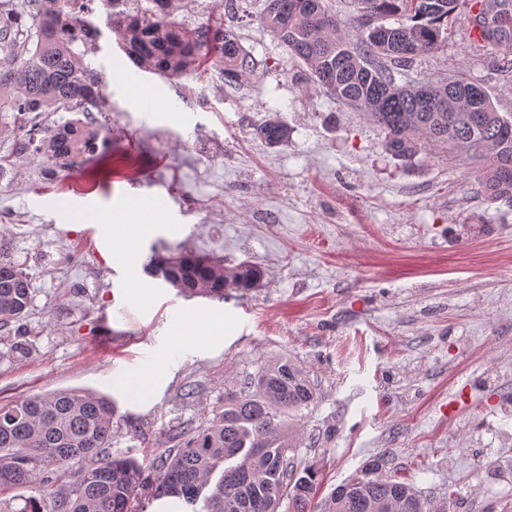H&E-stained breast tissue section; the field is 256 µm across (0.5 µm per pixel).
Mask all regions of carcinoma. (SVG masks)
I'll list each match as a JSON object with an SVG mask.
<instances>
[{
  "label": "carcinoma",
  "instance_id": "obj_1",
  "mask_svg": "<svg viewBox=\"0 0 512 512\" xmlns=\"http://www.w3.org/2000/svg\"><path fill=\"white\" fill-rule=\"evenodd\" d=\"M94 0H28L25 21L13 0H0V53L21 58L0 70V112H10L20 133L0 168L11 158L37 155L67 172L82 152L98 148L101 131H83L80 118L44 126L46 112L83 113L102 108L103 80L87 61L95 53L98 27L87 15ZM109 27L136 67L177 78L213 64L227 79L251 71L253 63L232 26L179 24L174 0H147L130 11L123 0H100ZM358 23L357 38L327 0H265L262 27L305 67L307 79L336 101L360 112L384 134L382 146L405 164L428 145L479 169L480 190L512 201V120L489 96L468 97L472 82L461 75L400 85L395 69L434 53L469 15L478 37L504 48L503 66L512 70V0H348ZM389 16L398 25L388 26ZM255 135L270 147L288 142L290 128L271 115ZM149 273L185 297H224L226 288H256L260 268L227 267L204 254L157 255ZM32 277L11 259L0 238V328L23 319L32 302ZM255 392L228 393L208 427L187 434L176 453H159L155 494L177 496L193 512H278L288 498L293 512H308L316 473L288 457L295 448L284 415L309 407L314 389L297 366L281 358L263 368ZM115 407L106 396L62 390L0 407V494L33 487L51 490L66 471L77 468L71 495L55 494L53 512H133L142 488L143 466L114 458ZM374 457L360 474L336 487L328 512H433L406 482L382 474ZM222 471L212 482L216 471Z\"/></svg>",
  "mask_w": 512,
  "mask_h": 512
}]
</instances>
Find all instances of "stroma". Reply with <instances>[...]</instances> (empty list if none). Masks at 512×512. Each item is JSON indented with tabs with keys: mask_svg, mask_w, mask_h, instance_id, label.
I'll use <instances>...</instances> for the list:
<instances>
[{
	"mask_svg": "<svg viewBox=\"0 0 512 512\" xmlns=\"http://www.w3.org/2000/svg\"><path fill=\"white\" fill-rule=\"evenodd\" d=\"M264 0H182L196 28L236 6L234 31L255 63L228 82L214 68L175 81L138 71L126 82L104 14L92 65L105 76L112 135L88 157L90 194L58 193L41 157L0 181V236L34 279L26 317L0 331V406L60 390L116 403L112 455L143 463L136 512H152L161 451L176 429H200L264 366L291 359L316 389L292 425L295 458L313 466V503L373 457L448 512H512V203L488 200L466 167L421 152L386 154L365 117L305 83L260 25ZM460 20L446 48L418 56L398 82L465 70L503 116L512 73L499 49L475 45ZM277 114L292 129L270 147L254 134ZM170 144L166 156L155 136ZM162 202L150 210L138 202ZM67 208L42 212L43 196ZM153 225L129 239L128 228ZM188 247L265 272L262 287L225 299L157 287L152 249ZM151 395L131 399V375Z\"/></svg>",
	"mask_w": 512,
	"mask_h": 512,
	"instance_id": "obj_1",
	"label": "stroma"
}]
</instances>
